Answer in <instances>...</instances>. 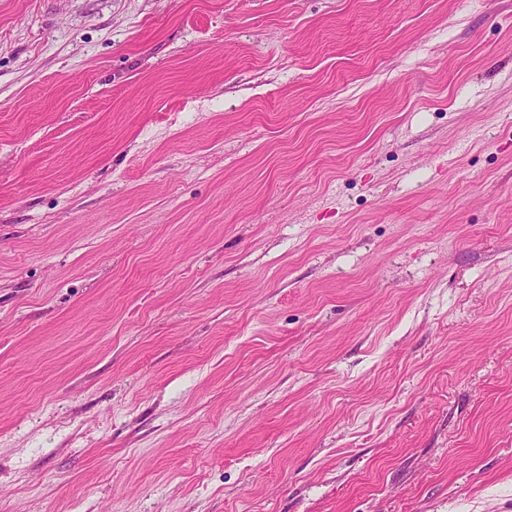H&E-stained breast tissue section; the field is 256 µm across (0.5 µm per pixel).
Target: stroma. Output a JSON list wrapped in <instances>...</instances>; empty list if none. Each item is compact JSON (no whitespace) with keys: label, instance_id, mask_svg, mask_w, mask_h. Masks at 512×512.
<instances>
[{"label":"stroma","instance_id":"35a3bbf8","mask_svg":"<svg viewBox=\"0 0 512 512\" xmlns=\"http://www.w3.org/2000/svg\"><path fill=\"white\" fill-rule=\"evenodd\" d=\"M0 512H512V0H0Z\"/></svg>","mask_w":512,"mask_h":512}]
</instances>
